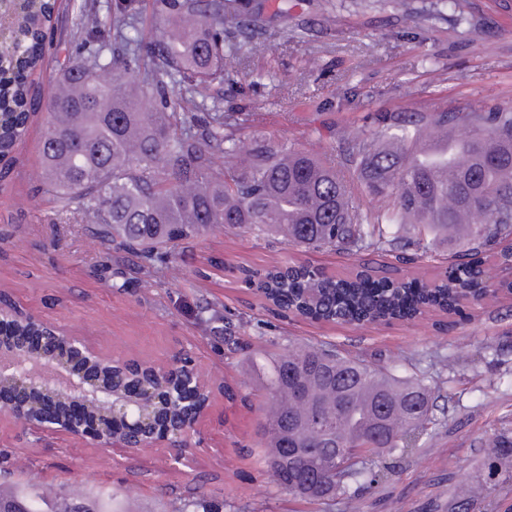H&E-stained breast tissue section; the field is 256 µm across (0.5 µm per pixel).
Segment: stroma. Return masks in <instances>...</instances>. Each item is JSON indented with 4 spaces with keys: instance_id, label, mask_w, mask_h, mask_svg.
<instances>
[{
    "instance_id": "stroma-1",
    "label": "stroma",
    "mask_w": 512,
    "mask_h": 512,
    "mask_svg": "<svg viewBox=\"0 0 512 512\" xmlns=\"http://www.w3.org/2000/svg\"><path fill=\"white\" fill-rule=\"evenodd\" d=\"M325 3L303 0L288 17L270 19L225 78V101L251 108L237 134L241 150L263 136L336 153L341 135L373 133L386 111L512 105V13L491 0H458V10L429 17L418 13L422 0H407L404 18L390 0H344L328 16ZM325 126L335 127V137L312 135ZM45 127V114L31 118L11 175L0 182V298L105 356L164 366L190 354L215 391L180 460L165 448H94L2 420L0 492L18 481L49 497L107 488L125 512H183L203 491L224 512H344L339 499L311 505L279 491L254 455L267 393L258 360L327 342L396 374L426 376L434 400L427 434L404 454L382 457L384 476L359 488L358 512H512V468L498 460L512 456V295L457 314L387 323L284 316L248 288L246 271L288 262L344 276L359 256L236 230L207 234L162 273L131 275L115 289L112 272L126 259L113 255L111 269H102L77 211L35 196ZM455 250L436 242L402 273L432 285ZM212 258L223 268H211ZM204 300L232 320L233 341L214 339L199 320Z\"/></svg>"
}]
</instances>
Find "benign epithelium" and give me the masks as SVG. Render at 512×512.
<instances>
[{"mask_svg": "<svg viewBox=\"0 0 512 512\" xmlns=\"http://www.w3.org/2000/svg\"><path fill=\"white\" fill-rule=\"evenodd\" d=\"M24 318L41 327V346L34 349L26 335L0 341V419L38 431L61 432L97 448L137 450L141 434H154L150 446L173 448L175 439L194 427L207 409L203 396L210 394L207 381L195 371L191 381L174 386L181 363L157 370L159 383L151 384L143 367L102 356L70 332L44 323L26 313ZM83 362L73 368L71 359ZM39 389L37 401L31 390ZM173 403L187 415L188 422L176 433L158 426L155 410ZM369 454L350 446H338L327 455L325 466L346 470Z\"/></svg>", "mask_w": 512, "mask_h": 512, "instance_id": "7a95c632", "label": "benign epithelium"}]
</instances>
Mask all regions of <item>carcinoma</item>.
<instances>
[{
	"instance_id": "obj_1",
	"label": "carcinoma",
	"mask_w": 512,
	"mask_h": 512,
	"mask_svg": "<svg viewBox=\"0 0 512 512\" xmlns=\"http://www.w3.org/2000/svg\"><path fill=\"white\" fill-rule=\"evenodd\" d=\"M69 0L76 45L56 70L47 96L41 145L42 196L61 211L76 207L103 258L125 252L132 269L153 276L214 227L282 237L312 251L427 252L424 238L448 240L464 224L456 256L471 257L512 240V106L488 111L386 112L370 137L346 140L341 160L293 143L257 139L238 156L244 108L224 110L219 86L237 68L240 46L262 16L298 6L269 0ZM58 12L51 0H29L15 21L16 48L0 54V153L12 154L26 134L28 99L41 89L47 37ZM108 71L110 79L98 74ZM179 87L172 96L169 84ZM464 121L470 134L442 152L424 137L446 135ZM233 163L217 164L219 158ZM368 195L389 201L365 209L345 172ZM262 296L278 310L321 320L415 316L453 303L479 287L469 262L433 287L395 288L387 280L330 277L313 266L276 267L258 275ZM224 340V315L206 303L199 314ZM267 375L265 442L260 463L281 491L311 479L310 465L336 442L412 447L432 420L430 389L421 377H398L334 346H295L262 366ZM326 416L341 439L321 441L309 424ZM376 461L362 462L337 486L320 482L355 510L353 485L372 484ZM0 512H121L117 494L96 489L52 501L19 483L0 495Z\"/></svg>"
}]
</instances>
